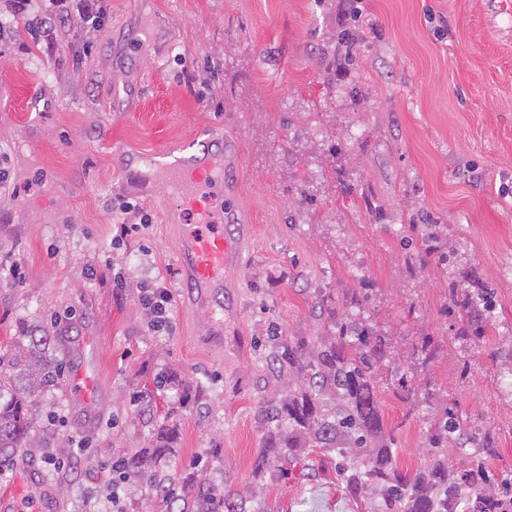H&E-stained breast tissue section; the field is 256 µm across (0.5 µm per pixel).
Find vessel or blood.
Segmentation results:
<instances>
[{"label":"vessel or blood","mask_w":512,"mask_h":512,"mask_svg":"<svg viewBox=\"0 0 512 512\" xmlns=\"http://www.w3.org/2000/svg\"><path fill=\"white\" fill-rule=\"evenodd\" d=\"M143 166L164 172L168 192L207 227L203 234L194 231L183 234L179 260L187 281L198 293L201 306L210 317H217L224 311L219 289L224 285L225 271L235 259V246L227 233L229 210L222 203L224 161L206 145L187 157L160 154L144 161ZM48 509L38 489L21 498L7 492L0 494V512H48Z\"/></svg>","instance_id":"obj_1"}]
</instances>
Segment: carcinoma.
Here are the masks:
<instances>
[{"instance_id": "carcinoma-1", "label": "carcinoma", "mask_w": 512, "mask_h": 512, "mask_svg": "<svg viewBox=\"0 0 512 512\" xmlns=\"http://www.w3.org/2000/svg\"><path fill=\"white\" fill-rule=\"evenodd\" d=\"M443 311L458 324L459 337L482 340L495 311L493 293L467 294L448 283ZM330 335L308 346L301 340H279L274 361L288 364L298 383L280 404L265 410L268 421L256 451L255 468L286 458L295 448H324L350 462L346 490L369 497L376 512H512V485L497 489L484 459L497 455L495 436L473 434L451 407L434 422L426 463L413 474L393 463L392 448L376 399V375L387 359V343L372 327L329 315ZM50 337L38 326L25 341L0 355V463L37 447L30 396L57 377L56 359L48 353ZM176 423L165 420L152 448L117 464L124 476L146 477L153 483L164 512H250L242 496L211 485L203 474L181 477L188 492L178 494L167 479L154 478L156 467L177 442ZM478 449L466 470L448 463V449Z\"/></svg>"}]
</instances>
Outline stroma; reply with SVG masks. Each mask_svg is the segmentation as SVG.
<instances>
[{
    "label": "stroma",
    "mask_w": 512,
    "mask_h": 512,
    "mask_svg": "<svg viewBox=\"0 0 512 512\" xmlns=\"http://www.w3.org/2000/svg\"><path fill=\"white\" fill-rule=\"evenodd\" d=\"M348 4L109 0L106 30L61 28L56 49L36 15L0 37V266L23 269L0 285V353L41 324L64 366L33 396L39 448L0 492L33 471L53 512H101L113 463L169 415L162 477L200 468L250 512H373L326 451L253 469L263 412L288 390L270 338L318 342L319 301L386 338L377 403L400 471L424 464L449 403L496 434L489 473L512 480V0H358L357 21ZM198 131L221 139L239 240L219 340L182 284L176 199L123 166ZM122 198L149 219L123 239L108 219ZM414 213L439 229L432 252ZM155 277L173 294L160 334L136 292ZM452 280L494 292L482 342L442 310Z\"/></svg>",
    "instance_id": "1"
}]
</instances>
